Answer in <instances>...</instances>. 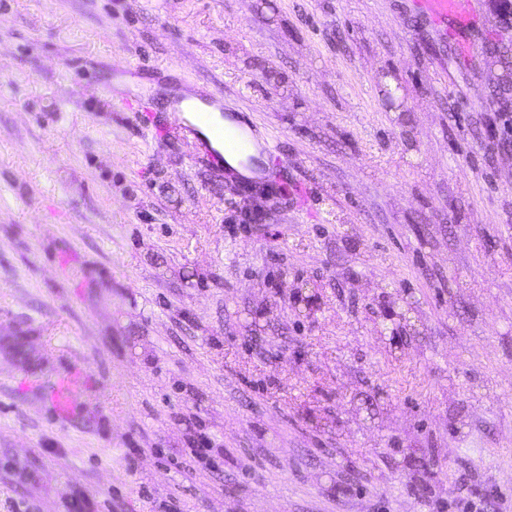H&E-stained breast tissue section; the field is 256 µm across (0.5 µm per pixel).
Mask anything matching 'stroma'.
Listing matches in <instances>:
<instances>
[{"label": "stroma", "instance_id": "obj_1", "mask_svg": "<svg viewBox=\"0 0 512 512\" xmlns=\"http://www.w3.org/2000/svg\"><path fill=\"white\" fill-rule=\"evenodd\" d=\"M510 40L512 0H0V512L512 506ZM422 9L428 18L447 29L448 23L462 29L469 21L473 0H422ZM185 99H179L174 102L170 107L169 116L171 127L178 130L183 137L189 142L193 152L200 158L206 160L208 163H216L224 159L215 149L211 146V138L219 139L221 141L214 143L215 148L224 153L226 150L237 153L239 156L245 157L246 165L254 163V158L251 156V146L255 140V134L251 126L248 124L246 128L237 124L235 126L218 125L213 120V110L218 109L219 112H224L223 105L220 100L216 98L201 99L202 105L186 104L183 103ZM219 112H215L219 116ZM186 113H194L195 124H188ZM204 126L209 129L210 135L203 136L201 127ZM225 160L228 164L241 173L248 175L249 173L243 170L238 164V157L232 153H224ZM81 397V390L77 383L62 379L54 391L51 401L58 413H66Z\"/></svg>", "mask_w": 512, "mask_h": 512}]
</instances>
